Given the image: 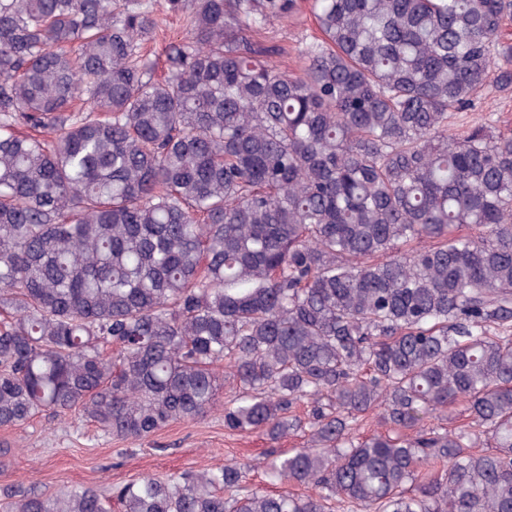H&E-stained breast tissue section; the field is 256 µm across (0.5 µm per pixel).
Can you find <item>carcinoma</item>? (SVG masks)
I'll return each instance as SVG.
<instances>
[{
    "mask_svg": "<svg viewBox=\"0 0 512 512\" xmlns=\"http://www.w3.org/2000/svg\"><path fill=\"white\" fill-rule=\"evenodd\" d=\"M313 3L290 77L254 35L298 0H0V426L310 428L265 468L310 492L233 461L121 512H512V135L464 114L512 93V0ZM160 11L187 34L155 80ZM459 402L487 449L419 428ZM378 406L396 434L353 440Z\"/></svg>",
    "mask_w": 512,
    "mask_h": 512,
    "instance_id": "carcinoma-1",
    "label": "carcinoma"
}]
</instances>
